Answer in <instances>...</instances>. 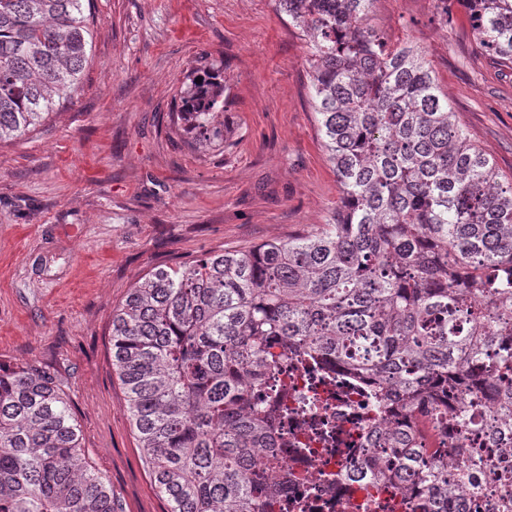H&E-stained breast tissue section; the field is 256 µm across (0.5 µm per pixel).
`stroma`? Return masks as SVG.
<instances>
[{"label":"stroma","mask_w":512,"mask_h":512,"mask_svg":"<svg viewBox=\"0 0 512 512\" xmlns=\"http://www.w3.org/2000/svg\"><path fill=\"white\" fill-rule=\"evenodd\" d=\"M92 51L44 125L0 144V365L49 370L123 512H167L112 369V313L159 265L317 231L340 202L309 50L275 0H90ZM420 47L459 125L512 179V68L466 0H373ZM224 70L223 147L171 114L191 71Z\"/></svg>","instance_id":"35a3bbf8"}]
</instances>
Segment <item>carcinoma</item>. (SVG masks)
<instances>
[{
    "label": "carcinoma",
    "mask_w": 512,
    "mask_h": 512,
    "mask_svg": "<svg viewBox=\"0 0 512 512\" xmlns=\"http://www.w3.org/2000/svg\"><path fill=\"white\" fill-rule=\"evenodd\" d=\"M85 2L0 0V142L78 87ZM469 2L479 44L512 66V0ZM275 3L308 38L340 205L315 232L155 268L130 288L112 315V366L148 473L168 512H275L288 479L259 495L251 465L274 448L280 407L252 392L291 357L374 379L383 413L445 423L455 387L469 397L463 420L494 400L483 431L499 456L457 448L445 463L393 428L379 435L398 460L377 476L422 489L425 512H466L482 470L504 486L498 512H512V181L468 139L423 51L370 24L373 0ZM187 79L173 124L204 151L223 145V71ZM0 512H123L39 366L0 370Z\"/></svg>",
    "instance_id": "carcinoma-1"
}]
</instances>
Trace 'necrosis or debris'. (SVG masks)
<instances>
[{
  "instance_id": "obj_1",
  "label": "necrosis or debris",
  "mask_w": 512,
  "mask_h": 512,
  "mask_svg": "<svg viewBox=\"0 0 512 512\" xmlns=\"http://www.w3.org/2000/svg\"><path fill=\"white\" fill-rule=\"evenodd\" d=\"M372 387V381L354 382L335 368L290 358L271 367L259 396L280 405L285 415L274 450H255L253 459L263 484H288L277 512H374L385 496L395 501L397 512H422L421 491L388 486L366 473L391 464V454L368 453L372 436L384 428L415 426L423 447L444 453L489 447L485 435L468 427L442 429L421 414H383L371 400ZM357 469L366 473L359 482L349 478Z\"/></svg>"
}]
</instances>
